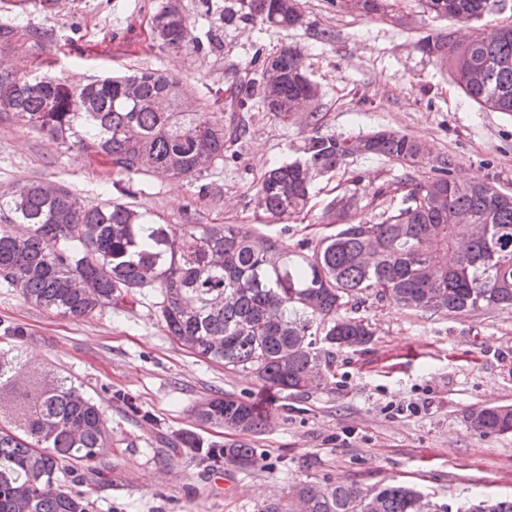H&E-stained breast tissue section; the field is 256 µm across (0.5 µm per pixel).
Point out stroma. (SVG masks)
I'll list each match as a JSON object with an SVG mask.
<instances>
[{
    "label": "stroma",
    "mask_w": 512,
    "mask_h": 512,
    "mask_svg": "<svg viewBox=\"0 0 512 512\" xmlns=\"http://www.w3.org/2000/svg\"><path fill=\"white\" fill-rule=\"evenodd\" d=\"M160 0H38L0 6V63L62 76L78 84L128 70H160L181 78L209 112H223L226 91L256 47L273 53L303 48L322 129L348 138L392 128L424 140L432 156L453 160L464 179L512 190V115L485 112L450 80L445 66L416 48L419 38L448 28L422 0H398L397 25L340 9L336 0H301L304 23L257 33L226 27L224 47L175 54L151 38ZM245 139L197 180L138 176L136 205L168 224H245L311 252L339 222L378 219L403 204L404 170L374 156L349 157L318 177L307 210L274 218L253 202L256 183L272 165L302 155L309 128L252 111ZM32 180L64 184L86 201L116 197L106 164L58 147L0 119V190ZM358 193L360 207L338 217L337 196ZM145 291L138 304L73 321L0 288V321L23 326L34 363L69 373L101 405L112 430L110 484L90 497L89 512H259L271 493L305 481L372 489L405 483L438 512L467 497L512 496V434L478 436L465 414L512 404V308L460 315L397 308L374 299L347 308L375 332L361 351L343 350L328 383L307 393L268 390L244 373L201 360L168 336ZM252 402L271 423L251 436L262 456L254 467H222L238 486L218 491L207 464L155 448L183 432L231 443L241 432L213 429L193 407L217 394Z\"/></svg>",
    "instance_id": "1"
}]
</instances>
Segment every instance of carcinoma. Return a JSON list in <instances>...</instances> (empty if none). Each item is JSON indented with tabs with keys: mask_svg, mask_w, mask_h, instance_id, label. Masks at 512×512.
<instances>
[{
	"mask_svg": "<svg viewBox=\"0 0 512 512\" xmlns=\"http://www.w3.org/2000/svg\"><path fill=\"white\" fill-rule=\"evenodd\" d=\"M437 17L466 25L495 10L497 0H425ZM211 16L207 43L191 36L178 0H162L152 18L154 40L180 52L222 47L221 29L258 30L302 24L300 0H201ZM393 0H364V14L383 17ZM422 54L448 66L451 79L473 102L512 114V26L486 40H460L440 31L418 41ZM304 52L285 46L254 64L263 78H239L230 107H257L288 122L300 99L319 89L300 67ZM0 112L109 164L113 187L151 175L197 179L224 159V141L246 125L224 128V116L200 108L183 82L153 71L108 76L75 86L62 77L0 70ZM304 158L268 168L255 187L256 206L274 218L301 213L314 178L348 158L347 139L321 130L319 114ZM362 155L395 161L411 188L404 206L381 221L340 224L305 254L240 224H162L150 210L122 199L89 203L68 187L30 181L0 193V288L74 320L106 309L132 307L143 290L158 293L161 322L195 356L255 377L280 392H306L327 382L335 353L364 347L371 324L342 314L358 296L432 314H461L512 306V191L453 176L454 163L436 158L437 176L414 181L411 172L430 158L428 145L399 130L359 139ZM13 339L0 353V512H88L93 486L107 478L112 454L104 411L66 372L32 369L26 333L6 325ZM200 421L257 434L269 423L252 403L217 394L196 406ZM480 436L512 433V406H485L464 417ZM161 452L212 467L254 464L248 442L226 445L180 434ZM79 490H73V487ZM414 488L388 484L303 483L273 498L261 512H431ZM467 512H512V497L470 503Z\"/></svg>",
	"mask_w": 512,
	"mask_h": 512,
	"instance_id": "obj_1",
	"label": "carcinoma"
}]
</instances>
